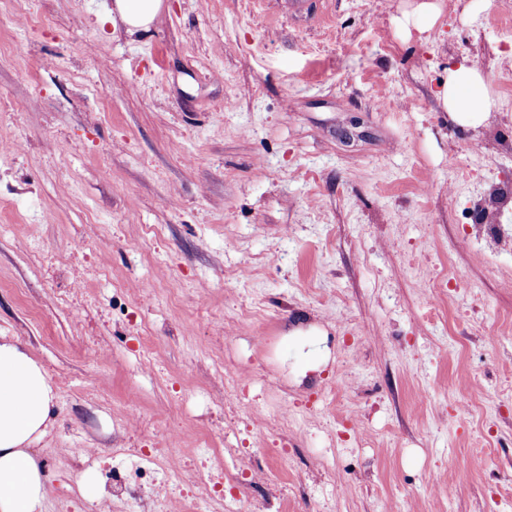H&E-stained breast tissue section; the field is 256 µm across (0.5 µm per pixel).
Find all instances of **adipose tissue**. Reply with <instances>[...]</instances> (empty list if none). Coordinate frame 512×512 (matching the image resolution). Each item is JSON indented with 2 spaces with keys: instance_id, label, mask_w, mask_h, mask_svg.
<instances>
[{
  "instance_id": "1",
  "label": "adipose tissue",
  "mask_w": 512,
  "mask_h": 512,
  "mask_svg": "<svg viewBox=\"0 0 512 512\" xmlns=\"http://www.w3.org/2000/svg\"><path fill=\"white\" fill-rule=\"evenodd\" d=\"M438 98L464 126L481 125L495 105L482 70L466 62L449 68ZM55 406L42 366L0 336V512H43L48 489L31 444L45 434Z\"/></svg>"
}]
</instances>
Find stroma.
Here are the masks:
<instances>
[{"instance_id":"stroma-1","label":"stroma","mask_w":512,"mask_h":512,"mask_svg":"<svg viewBox=\"0 0 512 512\" xmlns=\"http://www.w3.org/2000/svg\"><path fill=\"white\" fill-rule=\"evenodd\" d=\"M291 2L132 35L115 0H0V335L57 388L44 512H512V200L469 219L512 182V0ZM464 60L474 129L437 97ZM438 98L451 118L464 126L481 125L495 105L482 70L468 62L448 69V81Z\"/></svg>"}]
</instances>
